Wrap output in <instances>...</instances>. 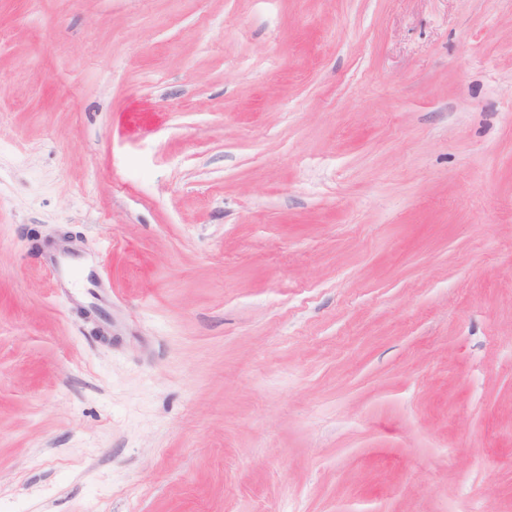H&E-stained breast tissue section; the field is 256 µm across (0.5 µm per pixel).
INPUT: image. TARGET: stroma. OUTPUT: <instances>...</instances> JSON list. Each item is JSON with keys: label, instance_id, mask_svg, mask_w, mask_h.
<instances>
[{"label": "stroma", "instance_id": "obj_1", "mask_svg": "<svg viewBox=\"0 0 512 512\" xmlns=\"http://www.w3.org/2000/svg\"><path fill=\"white\" fill-rule=\"evenodd\" d=\"M0 512H512V0H0Z\"/></svg>", "mask_w": 512, "mask_h": 512}]
</instances>
